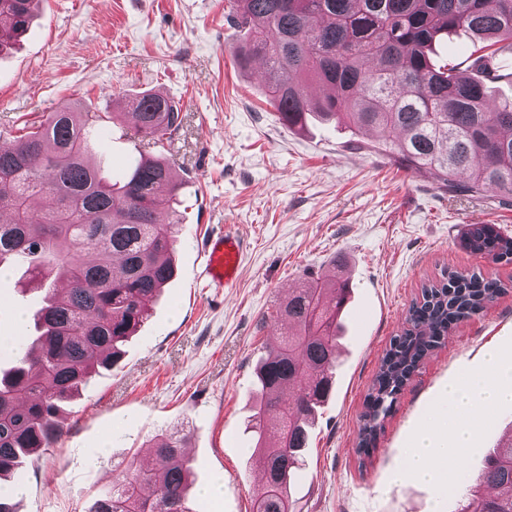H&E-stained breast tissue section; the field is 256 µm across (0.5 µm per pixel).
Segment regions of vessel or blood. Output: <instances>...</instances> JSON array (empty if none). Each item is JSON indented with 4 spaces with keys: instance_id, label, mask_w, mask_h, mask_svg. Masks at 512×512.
Returning a JSON list of instances; mask_svg holds the SVG:
<instances>
[{
    "instance_id": "obj_1",
    "label": "vessel or blood",
    "mask_w": 512,
    "mask_h": 512,
    "mask_svg": "<svg viewBox=\"0 0 512 512\" xmlns=\"http://www.w3.org/2000/svg\"><path fill=\"white\" fill-rule=\"evenodd\" d=\"M200 251L204 258L200 276L206 287L216 292L232 287L245 256L244 240L227 228L209 235Z\"/></svg>"
}]
</instances>
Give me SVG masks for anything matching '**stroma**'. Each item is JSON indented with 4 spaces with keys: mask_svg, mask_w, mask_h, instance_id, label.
Here are the masks:
<instances>
[{
    "mask_svg": "<svg viewBox=\"0 0 512 512\" xmlns=\"http://www.w3.org/2000/svg\"><path fill=\"white\" fill-rule=\"evenodd\" d=\"M229 0H41L27 32L0 55V142L23 120L78 104L119 112L121 95L158 92L183 127L157 146L183 183L176 278L151 305L122 359L62 412L63 434L8 482L15 512H88L130 458L146 461L164 435L187 433L191 512H251L261 486L247 423L254 371L279 333L276 309L293 288L346 280L336 384L318 409L294 512H460L463 492L392 480L419 425L461 417L448 382L483 373L486 354L512 363V292L459 323L400 392L370 456L355 437L364 397L423 284L473 270L507 281L512 264L460 245L467 225L512 237V205L491 194L445 193L435 176L379 151L378 132L317 121L283 125L255 68L240 70ZM97 166L120 176L139 146L120 131L92 135ZM248 243L234 287L197 281L199 245L224 225ZM37 292L20 269L0 276V369L34 333ZM470 447L448 451L445 478L474 473L512 432V404L471 415ZM221 480L220 496L203 490Z\"/></svg>",
    "mask_w": 512,
    "mask_h": 512,
    "instance_id": "obj_1",
    "label": "stroma"
}]
</instances>
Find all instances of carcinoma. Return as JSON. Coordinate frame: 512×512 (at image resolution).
Masks as SVG:
<instances>
[{
	"label": "carcinoma",
	"instance_id": "1",
	"mask_svg": "<svg viewBox=\"0 0 512 512\" xmlns=\"http://www.w3.org/2000/svg\"><path fill=\"white\" fill-rule=\"evenodd\" d=\"M37 0H0V53L28 27ZM229 22L243 32L237 64L265 61L267 101L288 127L308 117L379 131L384 147L408 169L432 172L454 194L493 192L512 202V101L493 104L488 84L512 73L495 67L512 54V0H233ZM459 33L473 42L459 65L438 66L435 42ZM331 93L314 97L309 87ZM112 120L160 144L184 117L168 98L143 92ZM99 112L64 107L43 122L27 120L0 143V269L23 267L43 304L36 336L0 373V479L53 447L63 432L61 406L101 369L116 364L146 318V302L175 276L182 227L172 207L182 181L163 159L139 153L113 183L91 162L88 134ZM467 251L499 262L512 239L492 224H471ZM512 289V281L480 272L426 285L407 311L406 328L381 359L364 399L357 453L375 447L396 396L421 362L459 322ZM346 289L333 280L296 289L279 307L278 343L261 359L253 456L263 471L252 512H292L290 480L308 448L316 407L336 376V338ZM293 387L291 400L279 395ZM274 431L277 444L267 446ZM188 435L156 441L162 475L130 459L90 512H190ZM476 482L492 493L461 512H512V438L482 462Z\"/></svg>",
	"mask_w": 512,
	"mask_h": 512
}]
</instances>
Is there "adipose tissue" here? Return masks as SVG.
<instances>
[{
  "instance_id": "ef3b65f1",
  "label": "adipose tissue",
  "mask_w": 512,
  "mask_h": 512,
  "mask_svg": "<svg viewBox=\"0 0 512 512\" xmlns=\"http://www.w3.org/2000/svg\"><path fill=\"white\" fill-rule=\"evenodd\" d=\"M447 396L464 417L477 410L489 411L499 402L512 400V365L501 363L496 353H489L487 373L478 379L449 385ZM472 431V426L464 421L455 428L452 441L446 442L440 437L439 424L423 426L396 475L397 480L440 481V466L448 459L449 444L467 447Z\"/></svg>"
}]
</instances>
